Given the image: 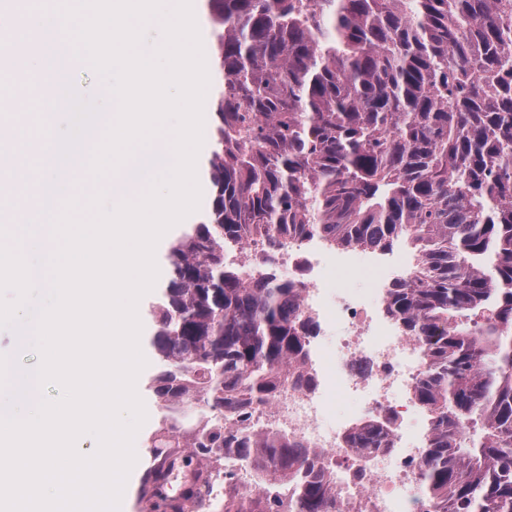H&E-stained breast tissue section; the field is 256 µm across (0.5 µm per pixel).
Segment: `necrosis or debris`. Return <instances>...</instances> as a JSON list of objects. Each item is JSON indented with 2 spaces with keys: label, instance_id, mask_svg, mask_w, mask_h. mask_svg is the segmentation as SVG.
<instances>
[{
  "label": "necrosis or debris",
  "instance_id": "obj_1",
  "mask_svg": "<svg viewBox=\"0 0 512 512\" xmlns=\"http://www.w3.org/2000/svg\"><path fill=\"white\" fill-rule=\"evenodd\" d=\"M264 253L297 288L304 314L315 322L304 369L315 385L289 383L272 402L256 408L253 427L306 448L334 479L340 512H426L415 491L433 434L415 409V389L426 374L424 348L385 311L390 287L412 281V265L403 262L392 269L370 257L336 251L317 234L289 240L274 251L254 241L224 248L225 259L237 262L248 280L265 274ZM352 279L360 280V287H349ZM334 396L348 403L346 417L330 418ZM348 417L384 422L387 447L353 448L343 426Z\"/></svg>",
  "mask_w": 512,
  "mask_h": 512
}]
</instances>
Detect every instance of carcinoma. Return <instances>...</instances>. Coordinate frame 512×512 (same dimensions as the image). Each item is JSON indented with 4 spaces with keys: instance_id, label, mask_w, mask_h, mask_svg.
Masks as SVG:
<instances>
[{
    "instance_id": "cac0c4a2",
    "label": "carcinoma",
    "mask_w": 512,
    "mask_h": 512,
    "mask_svg": "<svg viewBox=\"0 0 512 512\" xmlns=\"http://www.w3.org/2000/svg\"><path fill=\"white\" fill-rule=\"evenodd\" d=\"M215 31L209 204L165 254L148 389L181 419L150 448L252 466L224 512H332L302 446L250 432L302 377L313 321L271 270L246 281L224 241L319 233L419 254L387 312L426 348L430 512H512V0H205ZM466 421L472 433L458 437ZM384 426L348 436L379 446Z\"/></svg>"
}]
</instances>
